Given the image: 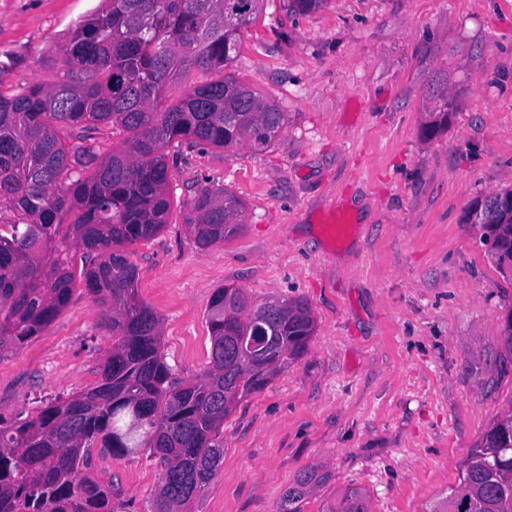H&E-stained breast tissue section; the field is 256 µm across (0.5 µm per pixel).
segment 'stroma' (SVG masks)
I'll return each instance as SVG.
<instances>
[{
    "label": "stroma",
    "instance_id": "1",
    "mask_svg": "<svg viewBox=\"0 0 512 512\" xmlns=\"http://www.w3.org/2000/svg\"><path fill=\"white\" fill-rule=\"evenodd\" d=\"M103 6L0 0V52L18 58L6 86L62 78L68 29ZM240 39L230 71L286 112L283 131L262 152L168 148L169 220L127 257L177 380L209 366L218 288L304 298L316 331L225 420L223 465L191 512H278L314 465L331 478L303 512H328L349 486L371 512H430L512 409V276L465 218L472 199L512 189V0H325L304 15L263 0ZM444 96L448 125L425 138ZM203 186L244 205L242 230L205 251L185 224ZM331 207L351 220L336 244ZM111 349V323L75 288L40 335L0 350V418L92 386ZM93 474L125 512H153L156 458L98 448Z\"/></svg>",
    "mask_w": 512,
    "mask_h": 512
}]
</instances>
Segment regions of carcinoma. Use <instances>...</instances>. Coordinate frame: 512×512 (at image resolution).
I'll return each mask as SVG.
<instances>
[{
    "instance_id": "cac0c4a2",
    "label": "carcinoma",
    "mask_w": 512,
    "mask_h": 512,
    "mask_svg": "<svg viewBox=\"0 0 512 512\" xmlns=\"http://www.w3.org/2000/svg\"><path fill=\"white\" fill-rule=\"evenodd\" d=\"M61 46L64 78L13 93L0 80V348L40 334L67 306L80 277L112 321L101 382L50 401L24 419H0V512H123L112 489L91 477L93 449L126 458L150 449L162 467L156 512H185L224 459V419L247 395L302 357L316 325L303 298L247 308L241 288L214 291L207 309L210 365L178 381L162 359L160 318L137 297L126 246L163 230L171 211L164 151L208 146L262 151L287 113L250 84L224 73L240 31L263 0H104ZM192 68L212 79L160 108L170 82ZM425 129L448 124V95ZM475 219L501 273L512 272V190ZM186 224L201 251L237 234L243 203L200 187ZM82 268L75 273V257ZM269 323L268 355L248 360L224 335ZM327 475L301 473L279 512L301 503ZM512 512V410L498 417L460 466L459 483L431 512ZM332 512H371L363 490L344 491Z\"/></svg>"
}]
</instances>
